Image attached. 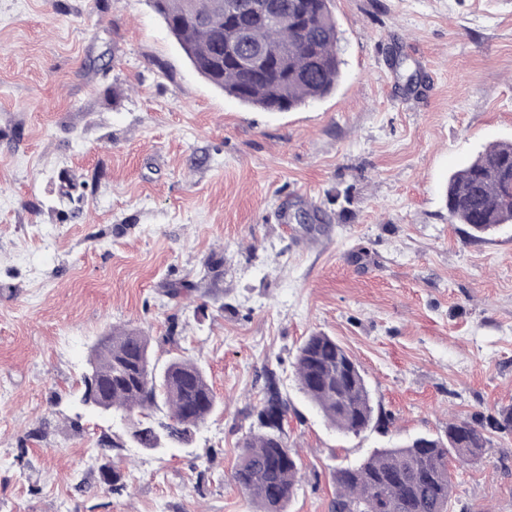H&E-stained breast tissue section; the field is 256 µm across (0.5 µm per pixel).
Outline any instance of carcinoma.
Returning a JSON list of instances; mask_svg holds the SVG:
<instances>
[{
    "instance_id": "carcinoma-1",
    "label": "carcinoma",
    "mask_w": 512,
    "mask_h": 512,
    "mask_svg": "<svg viewBox=\"0 0 512 512\" xmlns=\"http://www.w3.org/2000/svg\"><path fill=\"white\" fill-rule=\"evenodd\" d=\"M266 0H151L155 12L178 41L193 68L241 103L284 112L329 95L338 83L343 60L332 0H277L282 20L265 14ZM253 48L264 56L257 67L239 57ZM448 214L469 225L479 237L498 224H512V142L485 147L452 173L445 190ZM97 393L82 377L78 402L92 407L101 399L128 417L127 435L137 446L162 453L192 441L216 406L203 368L194 360L172 357L151 373L150 336L136 329L114 328L91 350ZM296 377L310 402L338 430L358 434L371 419L369 390L357 362L335 339L313 333L299 347ZM168 406L165 422L150 411ZM288 411L274 375L266 377L261 408ZM416 438L393 448H379L362 462L336 469L333 512H449L454 483L448 458L459 465L478 461L490 443L483 429L465 418L448 422L446 437L428 445ZM100 484L121 492L126 484L113 471ZM298 463L288 449L283 424L258 421L246 435L233 473L236 485L258 512H285L297 483Z\"/></svg>"
}]
</instances>
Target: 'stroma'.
Here are the masks:
<instances>
[{"instance_id": "stroma-1", "label": "stroma", "mask_w": 512, "mask_h": 512, "mask_svg": "<svg viewBox=\"0 0 512 512\" xmlns=\"http://www.w3.org/2000/svg\"><path fill=\"white\" fill-rule=\"evenodd\" d=\"M333 11L336 92L271 113L200 77L149 0H0V512H255L231 475L270 372L301 468L287 512H332L334 470L374 449L512 406V224L473 237L442 197L512 140V0ZM114 327L205 370L217 407L190 445L137 448L78 405ZM319 332L367 381L359 434L296 381ZM486 434L450 512H512V434ZM108 459L126 491L100 489Z\"/></svg>"}]
</instances>
